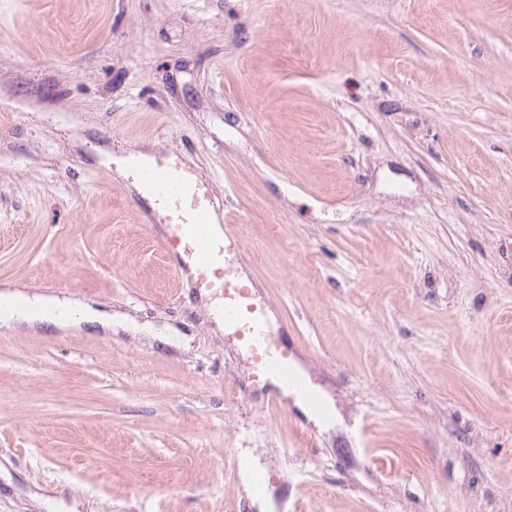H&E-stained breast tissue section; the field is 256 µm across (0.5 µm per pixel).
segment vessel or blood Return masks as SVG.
Instances as JSON below:
<instances>
[{"label": "vessel or blood", "instance_id": "vessel-or-blood-1", "mask_svg": "<svg viewBox=\"0 0 512 512\" xmlns=\"http://www.w3.org/2000/svg\"><path fill=\"white\" fill-rule=\"evenodd\" d=\"M143 179L167 207L172 239L193 258L199 278L208 288L226 296V324L234 334L250 336L254 346H261L267 339V324L261 311L250 304L249 288L226 265L224 240L211 231L208 198L168 169L145 170ZM260 368L265 375L277 379L281 390L299 400L309 412L322 413L320 396L302 378L289 356H261Z\"/></svg>", "mask_w": 512, "mask_h": 512}]
</instances>
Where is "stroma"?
<instances>
[{"label": "stroma", "instance_id": "1", "mask_svg": "<svg viewBox=\"0 0 512 512\" xmlns=\"http://www.w3.org/2000/svg\"><path fill=\"white\" fill-rule=\"evenodd\" d=\"M184 162L342 419L216 331L104 152ZM0 512H512V0H0ZM190 340L182 349L164 334ZM0 297H10L19 303L0 311V323L6 327L41 329L52 325L59 329L73 325L98 324L112 330V313L102 311L88 302L60 299L56 296H30L17 284H0Z\"/></svg>", "mask_w": 512, "mask_h": 512}]
</instances>
